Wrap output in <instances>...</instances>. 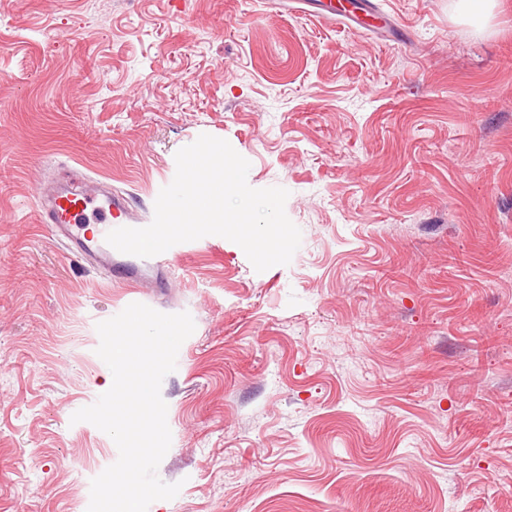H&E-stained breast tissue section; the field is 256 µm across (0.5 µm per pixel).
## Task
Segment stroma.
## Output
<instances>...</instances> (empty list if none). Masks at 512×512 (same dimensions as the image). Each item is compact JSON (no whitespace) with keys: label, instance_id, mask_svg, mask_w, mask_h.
<instances>
[{"label":"stroma","instance_id":"obj_1","mask_svg":"<svg viewBox=\"0 0 512 512\" xmlns=\"http://www.w3.org/2000/svg\"><path fill=\"white\" fill-rule=\"evenodd\" d=\"M376 34L290 0H0V512H87L118 458L97 323L189 312L161 386L178 495L148 512H512V0H376ZM288 190L301 243L178 244L163 288L37 222L75 165L138 206L200 135Z\"/></svg>","mask_w":512,"mask_h":512}]
</instances>
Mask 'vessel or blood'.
<instances>
[{
    "instance_id": "vessel-or-blood-1",
    "label": "vessel or blood",
    "mask_w": 512,
    "mask_h": 512,
    "mask_svg": "<svg viewBox=\"0 0 512 512\" xmlns=\"http://www.w3.org/2000/svg\"><path fill=\"white\" fill-rule=\"evenodd\" d=\"M311 13L329 23L350 20L329 0H313ZM35 191L39 223L86 267L104 270L108 278L122 283L141 284L158 280L172 263L175 252L171 249L142 258L121 253L107 243L109 231L145 227L152 222L154 211L135 208L129 197L94 184L83 170L68 167L53 183H38Z\"/></svg>"
}]
</instances>
